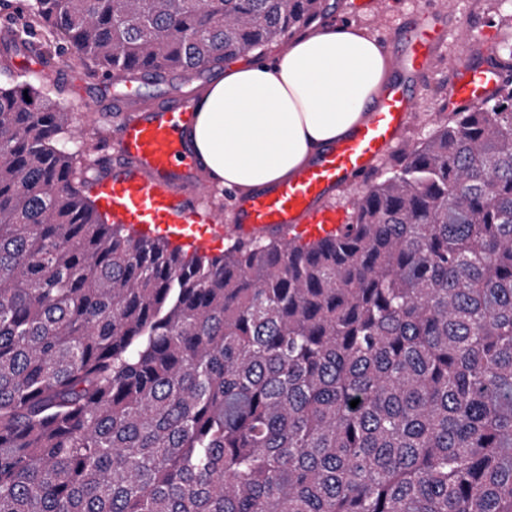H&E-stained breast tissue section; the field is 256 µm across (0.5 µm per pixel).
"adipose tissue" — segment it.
Wrapping results in <instances>:
<instances>
[{
	"label": "adipose tissue",
	"instance_id": "ef3b65f1",
	"mask_svg": "<svg viewBox=\"0 0 512 512\" xmlns=\"http://www.w3.org/2000/svg\"><path fill=\"white\" fill-rule=\"evenodd\" d=\"M388 72L381 43L348 24L297 38L271 60L228 66L198 103L195 152L227 189L290 178L367 119Z\"/></svg>",
	"mask_w": 512,
	"mask_h": 512
}]
</instances>
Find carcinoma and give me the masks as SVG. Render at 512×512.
I'll list each match as a JSON object with an SVG mask.
<instances>
[{"instance_id": "obj_1", "label": "carcinoma", "mask_w": 512, "mask_h": 512, "mask_svg": "<svg viewBox=\"0 0 512 512\" xmlns=\"http://www.w3.org/2000/svg\"><path fill=\"white\" fill-rule=\"evenodd\" d=\"M324 2L26 0L0 56L199 74ZM487 63L336 238L219 254L107 223L98 143L0 87V512H512V43Z\"/></svg>"}]
</instances>
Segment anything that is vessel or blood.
<instances>
[{"label":"vessel or blood","mask_w":512,"mask_h":512,"mask_svg":"<svg viewBox=\"0 0 512 512\" xmlns=\"http://www.w3.org/2000/svg\"><path fill=\"white\" fill-rule=\"evenodd\" d=\"M400 40L405 46L404 77L389 85L367 121L290 179L238 195L231 217L204 203L200 164L190 137L196 101L185 96L165 98L123 118L118 153L97 164L90 182L98 208L113 223L139 232L153 226L168 229L174 244L204 251L222 236L228 220L243 240L288 230L307 240L334 235L347 216L328 205V197L389 156L418 110L407 81L426 70L440 37L421 21L407 27ZM448 70L457 107L484 102L502 79L498 69L485 63L452 59Z\"/></svg>","instance_id":"1"}]
</instances>
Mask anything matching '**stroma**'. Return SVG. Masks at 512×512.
<instances>
[{
	"label": "stroma",
	"mask_w": 512,
	"mask_h": 512,
	"mask_svg": "<svg viewBox=\"0 0 512 512\" xmlns=\"http://www.w3.org/2000/svg\"><path fill=\"white\" fill-rule=\"evenodd\" d=\"M418 20L439 28L441 40L427 70L413 80L421 110L402 132L399 141L403 144L423 138L432 119L448 110L449 60L481 61L478 38L483 30H494L500 41L512 38V0H327L321 19L309 26L310 31L318 32L347 23L378 39L390 60V76L395 79L401 68L392 40L404 27ZM31 45L37 50L36 59H29L23 53L14 56L8 64L0 63V86L12 84L21 70L27 81L47 87L73 114L71 132L61 137L73 151L80 150L83 139L94 131L107 143H115L121 119L116 111V96H123L130 107L154 104L175 90L198 98L219 75L214 68L188 82L178 73L167 75L162 81L140 74L127 84L108 89L101 87L100 76L92 64L73 56L71 51L46 47L39 36L33 38ZM83 95L96 103L95 112L83 111L79 101Z\"/></svg>",
	"instance_id": "obj_1"
}]
</instances>
